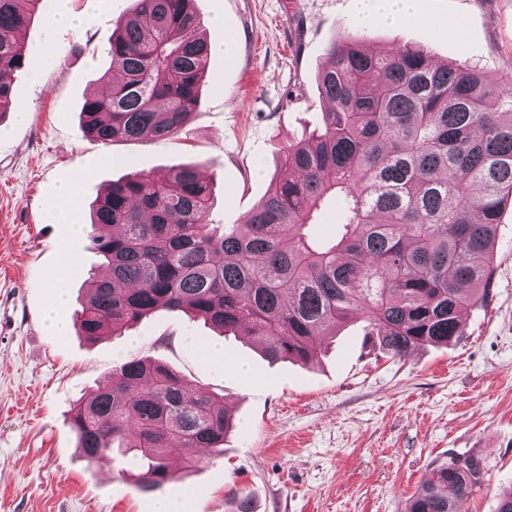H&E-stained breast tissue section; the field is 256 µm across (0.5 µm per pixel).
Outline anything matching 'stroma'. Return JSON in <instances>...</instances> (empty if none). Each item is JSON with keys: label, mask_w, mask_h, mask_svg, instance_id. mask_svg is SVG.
I'll return each mask as SVG.
<instances>
[{"label": "stroma", "mask_w": 512, "mask_h": 512, "mask_svg": "<svg viewBox=\"0 0 512 512\" xmlns=\"http://www.w3.org/2000/svg\"><path fill=\"white\" fill-rule=\"evenodd\" d=\"M70 0L89 16L79 31L53 27L42 0L25 35L30 70L10 77L18 106L0 117V512H154L167 500L190 512H227L249 494L254 512H402L432 469L474 454L483 485L462 512H496L512 491V205L501 215L493 278L457 340L402 358L372 346L355 320L326 338L309 363L268 361L243 337L219 335L203 318L159 310L96 343L77 330L51 336L43 317L57 273L74 322L89 274L104 259L87 224L99 191L130 172L160 175L201 166L212 180L215 224H237L281 174L288 145L320 127L327 108L316 75L329 40L355 34L370 48L421 46L437 61L466 58L512 94V0H419L421 19L391 26L355 22V0H194L210 40L236 36L210 56L201 103L165 141L104 145L79 120L84 97L102 88L119 11ZM462 33L449 37V27ZM77 186L71 224L49 223L62 181ZM224 348L223 362L203 346ZM163 363L193 391L222 396L234 427L223 453L197 449L194 466H172L144 493L136 467L105 476L76 447L70 415L107 385L129 355Z\"/></svg>", "instance_id": "35a3bbf8"}]
</instances>
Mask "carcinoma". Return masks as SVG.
<instances>
[{
  "label": "carcinoma",
  "instance_id": "cac0c4a2",
  "mask_svg": "<svg viewBox=\"0 0 512 512\" xmlns=\"http://www.w3.org/2000/svg\"><path fill=\"white\" fill-rule=\"evenodd\" d=\"M41 0H0V116L15 108L11 75L28 65L24 34ZM194 0H135L112 32V94L84 99L92 138L162 141L201 102L211 45ZM321 130L288 146L286 176L239 224L209 220L211 187L195 166L111 182L91 209V241L107 273L87 282L79 334L97 341L160 309L199 315L263 345L271 361L308 362L352 319L394 357L446 345L484 300L497 228L512 203V98L477 66L436 62L421 48L370 50L330 40L317 76ZM336 232L310 228L330 207ZM94 465L111 453L142 464L139 487L171 477L169 460L222 451L223 401L189 396L162 364L130 356L71 415ZM477 455L434 469L404 512H457L482 486Z\"/></svg>",
  "mask_w": 512,
  "mask_h": 512
}]
</instances>
